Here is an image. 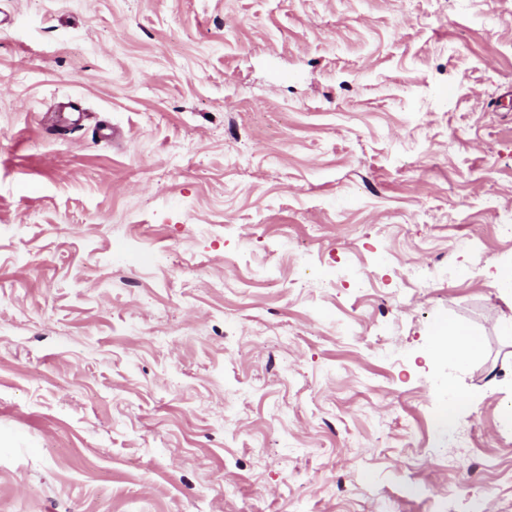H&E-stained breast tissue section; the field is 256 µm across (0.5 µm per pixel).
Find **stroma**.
<instances>
[{
  "mask_svg": "<svg viewBox=\"0 0 512 512\" xmlns=\"http://www.w3.org/2000/svg\"><path fill=\"white\" fill-rule=\"evenodd\" d=\"M506 210L512 0H0V512H498ZM435 349L448 360L465 363L478 353L479 345L463 329L448 326L436 339ZM487 460L480 459L477 456H467L462 462L452 463V467L460 468L456 473L463 474L468 483L473 486L481 481V475L483 471L489 467Z\"/></svg>",
  "mask_w": 512,
  "mask_h": 512,
  "instance_id": "obj_1",
  "label": "stroma"
}]
</instances>
